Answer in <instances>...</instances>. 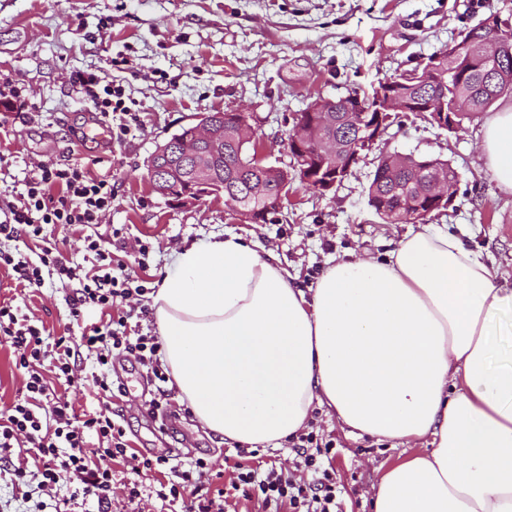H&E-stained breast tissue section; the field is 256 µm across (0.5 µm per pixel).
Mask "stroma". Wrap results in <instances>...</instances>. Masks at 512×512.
<instances>
[{
  "label": "stroma",
  "mask_w": 512,
  "mask_h": 512,
  "mask_svg": "<svg viewBox=\"0 0 512 512\" xmlns=\"http://www.w3.org/2000/svg\"><path fill=\"white\" fill-rule=\"evenodd\" d=\"M512 18V0H0V78L21 87L32 114L0 108V194L21 192L33 166L74 157L115 186L112 211L98 227L103 237L123 229L128 242H151L140 277L159 282L187 243L237 234L272 251L302 288L320 276L329 257H383L410 232L387 224L368 205V187L385 152L447 159L458 177L453 201L428 223L482 250L512 289V195L498 190L484 166L483 117L446 131L401 112L387 135L364 153L335 191L322 195L293 183L288 201L267 222L234 219L223 198L189 205L151 191L147 161L157 144L214 111L256 115V136L273 164L288 162V132L310 98L367 92L378 81L413 69L433 52L491 15ZM104 71L119 84L139 122L126 140L98 152L81 147L89 109L72 77ZM71 287L47 275L39 293L13 288L0 268V299L12 300L42 322L51 337L80 342L83 326L106 317L94 307L72 320ZM133 359L117 356L108 404L118 414L128 453L156 466L132 473L112 467V512H180L181 502L160 499L161 484L202 458L210 492L228 489L238 468H272L310 481L289 443L238 453L170 397L167 430L148 412L157 381ZM313 430L335 443L331 464L340 512H373V488L385 469L404 459L403 446L349 433L335 416L312 414Z\"/></svg>",
  "instance_id": "1"
}]
</instances>
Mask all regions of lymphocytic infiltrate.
Masks as SVG:
<instances>
[{"mask_svg": "<svg viewBox=\"0 0 512 512\" xmlns=\"http://www.w3.org/2000/svg\"><path fill=\"white\" fill-rule=\"evenodd\" d=\"M74 84L99 118L111 125L113 141L123 142L136 125L137 115L127 106L122 87L96 72L77 74ZM113 195L111 179L92 174L86 163L68 161L38 166L25 179L22 192L0 197V240L30 239L44 244L36 260L18 249H0V267L11 269L17 287L39 290L44 285L42 269L51 265L60 280L76 285L70 307L72 318H79L85 306L110 313L108 320L90 329L82 343L62 336L49 346L42 327L21 309L0 303V338L16 350V364L27 375L23 399L0 412V460L14 458L8 470L9 482L25 503L31 500L33 490L52 488L65 472L77 482L72 498L96 502V512H112L111 460L127 459L135 473L153 466L150 459L128 456L123 428L113 419L109 407L89 415L77 413L67 397L49 388L41 371L43 362H51L68 386L82 387L85 380L77 372V362L83 352H91L100 369L94 383L100 394L108 395L112 385L107 369L118 353L149 366L158 381L168 380L160 363V338L130 336L127 316L115 311L117 305L145 296L149 289L145 279L113 257L114 251L125 248L121 231L113 230L108 241L96 231L102 217L112 209ZM59 226L85 230L84 266L64 264L46 246L49 230ZM93 438L98 441L94 448L89 445ZM293 448L315 473L313 483L295 482L272 468L264 472L252 468L238 472L232 489L247 497H260L272 512H280L285 504L291 505L292 512H336L334 470L322 461L330 454L332 443H320L315 434L308 433L299 435ZM208 470V462L199 458L177 471L169 494L176 500L183 489H190L194 502L187 512H224L223 500L203 491L201 480Z\"/></svg>", "mask_w": 512, "mask_h": 512, "instance_id": "1", "label": "lymphocytic infiltrate"}]
</instances>
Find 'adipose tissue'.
<instances>
[{
	"label": "adipose tissue",
	"mask_w": 512,
	"mask_h": 512,
	"mask_svg": "<svg viewBox=\"0 0 512 512\" xmlns=\"http://www.w3.org/2000/svg\"><path fill=\"white\" fill-rule=\"evenodd\" d=\"M481 146L512 194V103ZM151 300L171 386L211 432L276 448L324 406L353 434L432 444L385 470L374 512H512V362L490 363L512 289L457 236L419 225L305 289L258 243L217 236L177 252Z\"/></svg>",
	"instance_id": "1"
}]
</instances>
